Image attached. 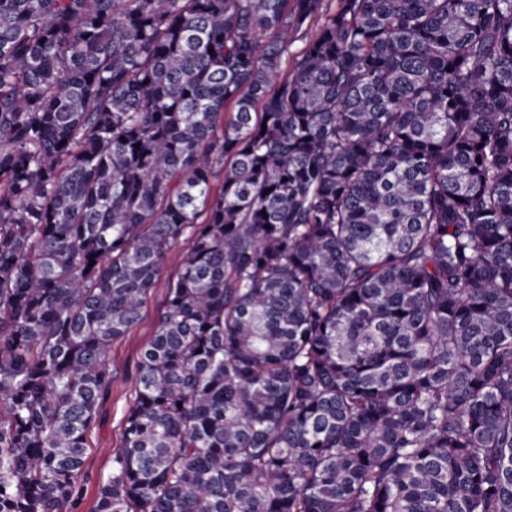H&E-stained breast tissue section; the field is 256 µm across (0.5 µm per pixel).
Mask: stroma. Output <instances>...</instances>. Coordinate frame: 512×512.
Instances as JSON below:
<instances>
[{"instance_id":"obj_1","label":"stroma","mask_w":512,"mask_h":512,"mask_svg":"<svg viewBox=\"0 0 512 512\" xmlns=\"http://www.w3.org/2000/svg\"><path fill=\"white\" fill-rule=\"evenodd\" d=\"M189 247V240L183 239L169 252L160 274L161 282L148 295L141 322L111 347L108 361L111 384L88 437L89 449L69 512H94L97 488L112 472V455L120 446L123 420L133 403L137 364L164 309L163 283L179 273Z\"/></svg>"}]
</instances>
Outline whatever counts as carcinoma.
Returning a JSON list of instances; mask_svg holds the SVG:
<instances>
[{
	"instance_id": "1",
	"label": "carcinoma",
	"mask_w": 512,
	"mask_h": 512,
	"mask_svg": "<svg viewBox=\"0 0 512 512\" xmlns=\"http://www.w3.org/2000/svg\"><path fill=\"white\" fill-rule=\"evenodd\" d=\"M327 2L0 0V512L183 237L95 512H512V0Z\"/></svg>"
}]
</instances>
